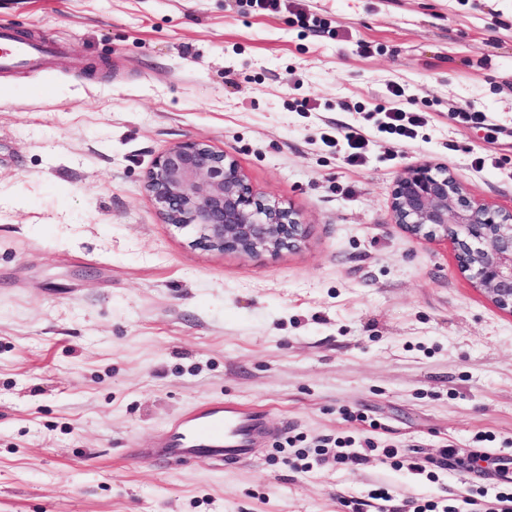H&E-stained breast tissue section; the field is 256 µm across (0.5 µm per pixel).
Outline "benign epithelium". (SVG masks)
Segmentation results:
<instances>
[{
  "label": "benign epithelium",
  "instance_id": "obj_1",
  "mask_svg": "<svg viewBox=\"0 0 512 512\" xmlns=\"http://www.w3.org/2000/svg\"><path fill=\"white\" fill-rule=\"evenodd\" d=\"M145 187L165 223L208 251L277 255L306 238L298 213L256 198L236 161L203 141L177 143L158 156ZM392 212L413 237L451 240L473 287L512 315V209L482 203L448 170L419 164L398 175Z\"/></svg>",
  "mask_w": 512,
  "mask_h": 512
}]
</instances>
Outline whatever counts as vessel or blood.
<instances>
[{"label":"vessel or blood","instance_id":"obj_1","mask_svg":"<svg viewBox=\"0 0 512 512\" xmlns=\"http://www.w3.org/2000/svg\"><path fill=\"white\" fill-rule=\"evenodd\" d=\"M57 56L55 42L30 41L0 25V77L22 69L51 73ZM266 434L263 413L229 400H207L176 418L144 448L130 442L126 454L134 460L193 462L219 469L252 460L258 442Z\"/></svg>","mask_w":512,"mask_h":512}]
</instances>
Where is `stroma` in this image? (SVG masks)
Instances as JSON below:
<instances>
[{"instance_id":"stroma-1","label":"stroma","mask_w":512,"mask_h":512,"mask_svg":"<svg viewBox=\"0 0 512 512\" xmlns=\"http://www.w3.org/2000/svg\"><path fill=\"white\" fill-rule=\"evenodd\" d=\"M302 6L321 27L252 0H0V25L59 47L51 74L0 78V512H350L379 487L463 512L498 483L512 316L453 247L395 226L391 191L428 163L512 208V0ZM397 107L425 116L415 139L378 132ZM349 125L372 140L356 166L323 142ZM189 140L299 213L305 243L190 246L144 188ZM214 398L265 412L252 461L127 458ZM347 437L363 462L301 470L295 449Z\"/></svg>"}]
</instances>
